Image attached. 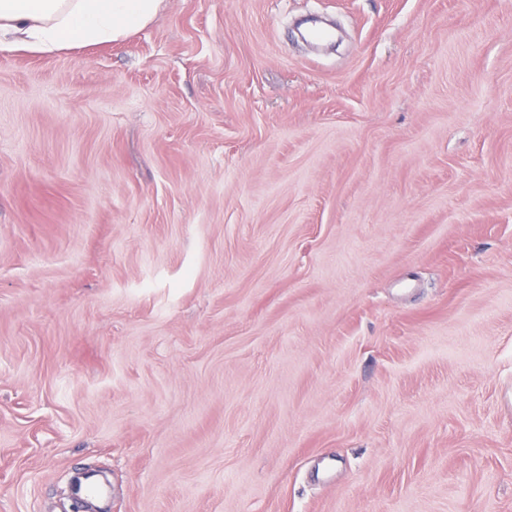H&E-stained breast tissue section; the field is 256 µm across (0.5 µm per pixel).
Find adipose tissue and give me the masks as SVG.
I'll return each instance as SVG.
<instances>
[{"instance_id": "adipose-tissue-1", "label": "adipose tissue", "mask_w": 512, "mask_h": 512, "mask_svg": "<svg viewBox=\"0 0 512 512\" xmlns=\"http://www.w3.org/2000/svg\"><path fill=\"white\" fill-rule=\"evenodd\" d=\"M161 0H0V44L49 52L112 43L156 18Z\"/></svg>"}]
</instances>
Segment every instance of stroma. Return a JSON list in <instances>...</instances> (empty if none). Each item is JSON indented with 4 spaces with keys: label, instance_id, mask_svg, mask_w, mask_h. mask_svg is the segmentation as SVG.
Here are the masks:
<instances>
[{
    "label": "stroma",
    "instance_id": "stroma-1",
    "mask_svg": "<svg viewBox=\"0 0 512 512\" xmlns=\"http://www.w3.org/2000/svg\"><path fill=\"white\" fill-rule=\"evenodd\" d=\"M512 512V0H163L0 49V512Z\"/></svg>",
    "mask_w": 512,
    "mask_h": 512
}]
</instances>
